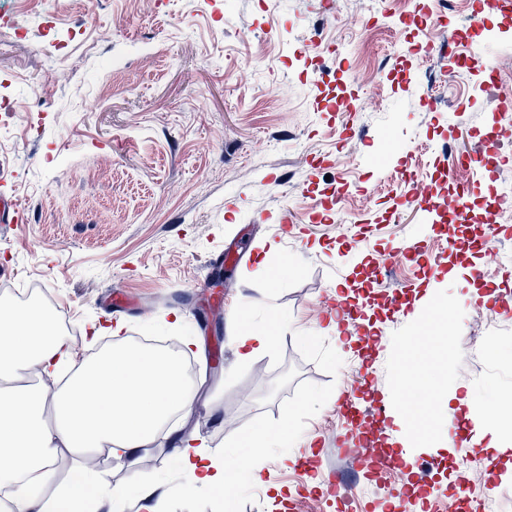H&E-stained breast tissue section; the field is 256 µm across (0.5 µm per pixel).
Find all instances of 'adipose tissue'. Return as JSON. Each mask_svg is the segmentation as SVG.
<instances>
[{
    "label": "adipose tissue",
    "instance_id": "ef3b65f1",
    "mask_svg": "<svg viewBox=\"0 0 512 512\" xmlns=\"http://www.w3.org/2000/svg\"><path fill=\"white\" fill-rule=\"evenodd\" d=\"M42 310L19 304L0 314V490L7 512H123L127 498L154 502L155 485L144 481L112 487L92 460L108 453L135 465L152 447L172 415L192 412L196 393L179 356L120 344L80 360L67 339L44 334ZM69 366L70 377L55 390L30 384L27 372L53 376ZM246 452L226 461L172 436L171 446L187 488L237 489L255 480L268 449L287 448L291 436L257 427L241 439ZM72 460L59 480L61 453Z\"/></svg>",
    "mask_w": 512,
    "mask_h": 512
}]
</instances>
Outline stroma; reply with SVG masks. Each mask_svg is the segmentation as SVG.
<instances>
[{"label": "stroma", "instance_id": "35a3bbf8", "mask_svg": "<svg viewBox=\"0 0 512 512\" xmlns=\"http://www.w3.org/2000/svg\"><path fill=\"white\" fill-rule=\"evenodd\" d=\"M439 11L446 32L436 36L421 19ZM54 22L53 5L0 0V91L13 100L0 114L11 131L0 188L29 217L0 224V302L44 282L80 359L106 347L102 330L116 325L125 339L185 348L199 394L172 424L199 446L231 457L254 427L291 430L292 459L270 449L259 480L238 487L234 512H344L341 496L297 466L313 454L343 493L356 492L361 512H385L412 483L420 494L408 512H431L471 481V465L489 463L494 487L476 485L467 512H481L489 491L498 512H512V236H498L497 263L468 245L488 212L512 225V199L497 180L446 176L449 157L477 152L497 119L480 83L490 66L512 75V15L475 16L468 0H411L403 11L376 0H153L147 11L138 0H70L64 23L86 36L53 75L38 43ZM97 28L111 41H94ZM430 40L433 56L413 53ZM459 54L466 63L443 92ZM246 58L244 89L236 74ZM38 84L48 103L35 108ZM93 98L98 109H86ZM349 99L355 111H335ZM332 176L348 192L327 214ZM416 180L447 196L464 190L470 221L457 225L455 247L405 202ZM218 272L215 318L204 283ZM356 287L374 306L357 315L358 354L320 316ZM490 296L497 308L481 306ZM276 313L279 339L241 360V321L266 326ZM306 333L315 344L301 343ZM414 336L423 342L412 368L440 400L436 439L378 485L347 460L341 441L355 428L338 407L366 368L373 398L408 414L395 381ZM454 391L476 418L464 448ZM171 453L162 438L136 467L109 457L101 473L117 488L156 478L165 512H225L223 497L185 489ZM270 485L286 498L270 499Z\"/></svg>", "mask_w": 512, "mask_h": 512}]
</instances>
